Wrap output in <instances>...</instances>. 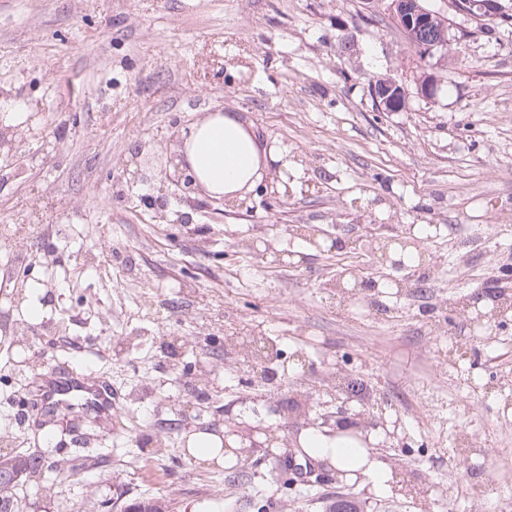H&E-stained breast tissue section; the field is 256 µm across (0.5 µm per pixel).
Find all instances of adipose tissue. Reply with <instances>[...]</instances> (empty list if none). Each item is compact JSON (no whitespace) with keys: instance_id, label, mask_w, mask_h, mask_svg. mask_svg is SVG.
Segmentation results:
<instances>
[{"instance_id":"ef3b65f1","label":"adipose tissue","mask_w":512,"mask_h":512,"mask_svg":"<svg viewBox=\"0 0 512 512\" xmlns=\"http://www.w3.org/2000/svg\"><path fill=\"white\" fill-rule=\"evenodd\" d=\"M182 146L192 174L211 197L231 198L250 191L262 177L258 138L234 114L219 110L206 113L186 129ZM304 439V450L310 458L330 460L337 469L347 471L351 481L369 484L374 493L390 490V468L369 449H362L351 461L340 432L311 429Z\"/></svg>"}]
</instances>
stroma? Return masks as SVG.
Listing matches in <instances>:
<instances>
[{
    "label": "stroma",
    "mask_w": 512,
    "mask_h": 512,
    "mask_svg": "<svg viewBox=\"0 0 512 512\" xmlns=\"http://www.w3.org/2000/svg\"><path fill=\"white\" fill-rule=\"evenodd\" d=\"M424 5L453 36L427 55L384 0H0V90L30 114L23 164L0 158V229L40 226L0 232V324L44 281L43 254L69 271L39 334L0 338V436L57 464L54 481L15 484L23 512H333L340 493L358 512H512V411L495 395L512 382V316L477 334L463 310L512 300V26ZM387 77L406 88L403 111L375 104ZM216 109L287 153L288 201L255 193L251 211L218 214L126 182L127 161L159 167L172 135ZM330 224L343 248L291 233ZM369 224L439 230L398 271ZM259 236L304 263L244 249ZM367 266L400 294L341 304L339 270ZM58 366L111 388V415L39 418L40 378ZM296 399L396 425L373 451L400 489L375 495L301 458ZM261 420L303 469L296 493L271 480L264 449L233 483L185 452L191 433ZM465 421L481 443L469 461L455 448Z\"/></svg>",
    "instance_id": "1"
}]
</instances>
